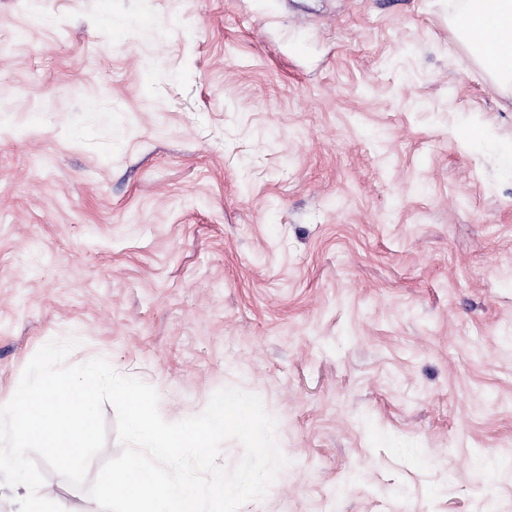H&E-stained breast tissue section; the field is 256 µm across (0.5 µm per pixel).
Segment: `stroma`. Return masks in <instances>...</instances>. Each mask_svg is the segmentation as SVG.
<instances>
[{
    "instance_id": "35a3bbf8",
    "label": "stroma",
    "mask_w": 512,
    "mask_h": 512,
    "mask_svg": "<svg viewBox=\"0 0 512 512\" xmlns=\"http://www.w3.org/2000/svg\"><path fill=\"white\" fill-rule=\"evenodd\" d=\"M451 8L0 0V402L74 338L171 422L261 397L239 512H512V85Z\"/></svg>"
}]
</instances>
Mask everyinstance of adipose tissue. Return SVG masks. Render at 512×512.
Returning <instances> with one entry per match:
<instances>
[{
    "label": "adipose tissue",
    "mask_w": 512,
    "mask_h": 512,
    "mask_svg": "<svg viewBox=\"0 0 512 512\" xmlns=\"http://www.w3.org/2000/svg\"><path fill=\"white\" fill-rule=\"evenodd\" d=\"M465 36L484 69L512 81V0H468Z\"/></svg>",
    "instance_id": "1"
}]
</instances>
